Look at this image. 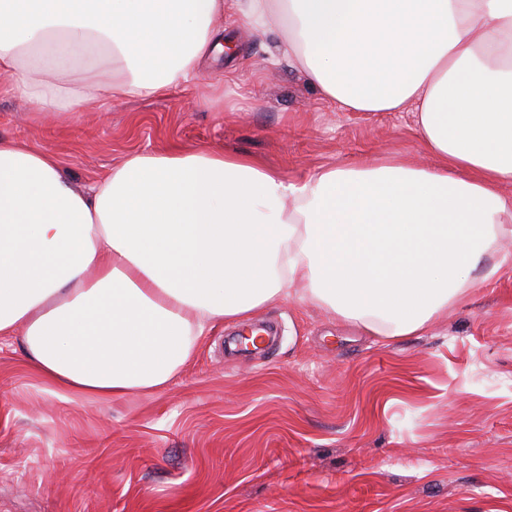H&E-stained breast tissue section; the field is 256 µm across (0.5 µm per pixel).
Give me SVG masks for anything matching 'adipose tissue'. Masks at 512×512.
<instances>
[{
    "instance_id": "adipose-tissue-1",
    "label": "adipose tissue",
    "mask_w": 512,
    "mask_h": 512,
    "mask_svg": "<svg viewBox=\"0 0 512 512\" xmlns=\"http://www.w3.org/2000/svg\"><path fill=\"white\" fill-rule=\"evenodd\" d=\"M321 94L411 106L428 164L289 182L249 157L134 153L89 190L0 138V337L52 395L165 386L215 323L290 295L377 336L422 331L512 236V0H235ZM224 0H0V75L36 112L191 87Z\"/></svg>"
}]
</instances>
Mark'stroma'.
Returning <instances> with one entry per match:
<instances>
[{"mask_svg":"<svg viewBox=\"0 0 512 512\" xmlns=\"http://www.w3.org/2000/svg\"><path fill=\"white\" fill-rule=\"evenodd\" d=\"M196 86L30 111L0 75V137L53 151L84 189L137 152L248 156L290 182L387 157L425 163L413 112H348L282 58L285 32L225 9ZM503 269L411 336L278 298L277 336L208 329L164 388L64 401L0 343V512H512V238Z\"/></svg>","mask_w":512,"mask_h":512,"instance_id":"35a3bbf8","label":"stroma"}]
</instances>
